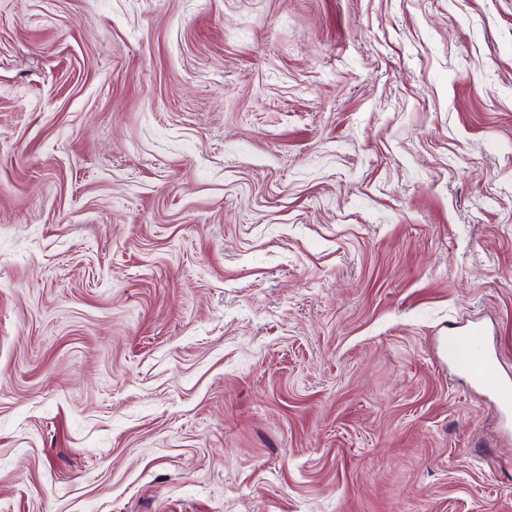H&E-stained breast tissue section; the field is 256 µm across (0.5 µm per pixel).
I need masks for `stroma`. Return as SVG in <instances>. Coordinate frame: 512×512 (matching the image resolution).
Returning a JSON list of instances; mask_svg holds the SVG:
<instances>
[{
	"label": "stroma",
	"instance_id": "1",
	"mask_svg": "<svg viewBox=\"0 0 512 512\" xmlns=\"http://www.w3.org/2000/svg\"><path fill=\"white\" fill-rule=\"evenodd\" d=\"M512 0H0V512H512ZM446 348L448 354L457 356L460 352L467 354L468 370L473 380L487 385L493 392L502 412L512 409V382L503 380L492 382L487 374L490 371L494 358L487 347H482L484 333L480 329H474L466 335H448Z\"/></svg>",
	"mask_w": 512,
	"mask_h": 512
}]
</instances>
